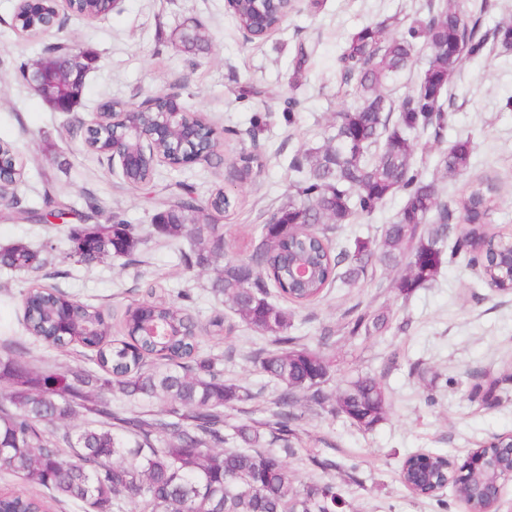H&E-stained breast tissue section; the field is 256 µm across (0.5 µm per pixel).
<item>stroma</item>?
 I'll return each instance as SVG.
<instances>
[{"label": "stroma", "instance_id": "1", "mask_svg": "<svg viewBox=\"0 0 512 512\" xmlns=\"http://www.w3.org/2000/svg\"><path fill=\"white\" fill-rule=\"evenodd\" d=\"M431 0H296L283 25L246 41L225 7V0H120L107 16L88 20L71 14L44 37L32 40L14 28L18 0H0V139L21 152L24 181L16 196L20 208L0 213V247L24 243L54 249L42 271L45 285L98 306L112 317L141 301L146 284L161 279V298L189 305L201 324L223 316L228 331L204 335L211 353L224 360L226 380L258 391L245 411H230L229 424L265 416L275 384L250 360L266 340L241 322L208 284L216 269L189 270L177 246L155 232L154 203L163 186L181 180L200 198L224 181L223 168L193 164L160 167L154 184H124L107 159L89 151L69 126L89 122L109 102L138 104L155 95H177L188 110L204 113L226 133L224 156L237 159L241 149L256 147L263 163L253 181L228 187L234 204L223 219L225 248L242 257L250 239L285 201L295 174L291 161L304 145L322 143L347 99L340 91L336 59L345 41L362 25L387 17L426 14ZM209 37L197 54L185 52L181 37L194 29ZM59 43L84 55L90 65L72 111H57L30 90L19 76L20 64L46 59V47ZM312 49L297 69L298 47ZM452 122L443 139L416 158L442 196L468 183L493 185L498 206L490 231L512 235V54L464 60L451 84ZM298 104L286 119L288 96ZM474 140V164L464 175L449 176L438 165L440 154L458 136ZM51 194L70 205V223L105 224L113 209H122L148 241L133 258L106 257L92 266L67 259L61 226L34 224L23 209ZM104 201L89 214L84 198ZM397 193L372 214L341 225L340 239H379L385 224L403 208ZM397 269L379 266L356 283L335 285L318 302L292 310L291 335L300 344L322 350L331 365L327 387L343 389L361 375L381 379L391 401L372 429L352 425L344 416L302 404L303 420L288 456L289 475L301 482L330 481L341 500L336 512H464L454 488L439 497L418 498L399 481L403 460L415 452H437L457 463L493 436L512 435V293L487 288L464 257L444 264L435 280L410 296L393 286ZM30 277L0 270V338L20 336L22 295ZM387 312L394 330L366 338L348 334L351 319ZM329 344H321L323 332ZM495 387L481 400L474 386ZM508 399H501V392ZM435 405H427V395ZM329 460V469L314 466L309 456Z\"/></svg>", "mask_w": 512, "mask_h": 512}]
</instances>
